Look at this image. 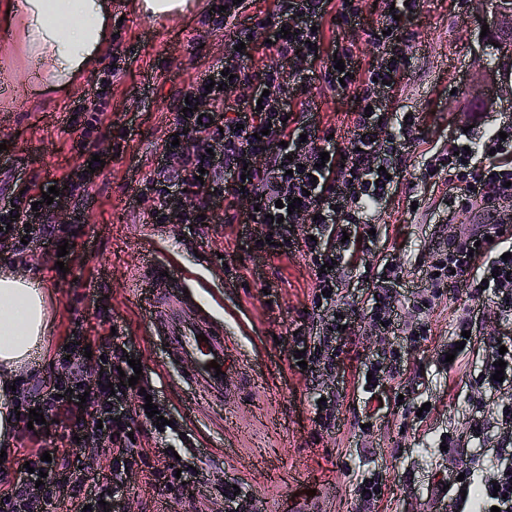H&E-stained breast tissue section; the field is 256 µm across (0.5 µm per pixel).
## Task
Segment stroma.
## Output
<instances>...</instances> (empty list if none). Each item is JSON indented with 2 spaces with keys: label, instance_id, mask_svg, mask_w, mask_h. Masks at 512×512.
Wrapping results in <instances>:
<instances>
[{
  "label": "stroma",
  "instance_id": "1",
  "mask_svg": "<svg viewBox=\"0 0 512 512\" xmlns=\"http://www.w3.org/2000/svg\"><path fill=\"white\" fill-rule=\"evenodd\" d=\"M490 0H421L405 21L411 37L410 66L393 93L398 112L414 113L419 140L403 155L392 189L373 210L361 213L374 225L371 251L358 255L339 294L363 311L370 294L368 270L396 264L405 303L397 321L409 320L406 302L423 287L422 273L434 249L442 245L456 216L442 208L448 177L423 178V165L462 130L472 137L512 116V101L480 110L469 89L478 67L498 72L512 83V49L489 46L481 20ZM359 24L337 29L323 23L324 49L353 44L361 66L371 57L367 34L382 11L374 0H361ZM124 52V72L108 78L112 55ZM224 33L214 27L205 0L173 17L142 13L138 0H112L108 35L96 59L74 82L46 92H29L32 70L20 25L0 28V193L44 187L70 176L75 193L60 192L52 220L69 224L84 219L85 248L70 264L68 276L52 270L49 245L33 243L24 251L0 248V274L11 272L39 282L45 293L48 329L33 361L18 375L25 389L60 375L54 366L57 347L74 324L97 335L107 319L117 321L138 349L143 384L154 389L170 416L183 425L202 453L203 474L190 478L183 499L158 494L141 470L127 475L125 499L132 512H185L186 503L207 512H228L224 488L238 486L258 512H293L315 497L321 512H456L461 490L438 493L449 467L465 471L480 462L485 479H496L495 454L470 438L468 417L482 398L474 379L487 354L485 340L512 335V322L494 304H485L473 329L474 342L458 360L439 365L437 353L450 343V326L461 314L466 295L439 301L429 315L432 334L409 349L402 374L381 389L373 416L365 414L362 373L372 354L390 349L395 339L355 322L339 341L334 370L306 376L292 368V339L287 328L312 309L316 277L302 249L258 257L245 253L242 227L232 217L242 207L225 194L220 223L188 232L177 219L147 221V203L137 193L153 175L163 152L177 97L224 58ZM308 82L304 97L321 131H333L336 146H346L353 130L354 102L325 83L321 64L302 62ZM99 92L98 109L75 112L79 100ZM108 156L109 163L85 175V151ZM173 260L198 287L199 302L224 322L251 386L224 401L211 400L205 383L186 384L184 362L168 357L162 337L152 335L149 313L136 287L145 254ZM336 393L330 428L315 421L312 388ZM456 445L443 450V435ZM68 431L47 428L39 440L10 439L0 473L11 476L20 458L42 448L66 446ZM379 479L382 493L365 506L353 490L359 478Z\"/></svg>",
  "mask_w": 512,
  "mask_h": 512
}]
</instances>
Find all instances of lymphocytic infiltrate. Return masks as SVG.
<instances>
[{"instance_id": "obj_1", "label": "lymphocytic infiltrate", "mask_w": 512, "mask_h": 512, "mask_svg": "<svg viewBox=\"0 0 512 512\" xmlns=\"http://www.w3.org/2000/svg\"><path fill=\"white\" fill-rule=\"evenodd\" d=\"M330 2L274 0V11L248 26L240 20L245 0H208L216 26L224 31L228 57L215 61L187 97L177 98L163 154L179 157L182 165L172 169L159 164L149 181L154 199L148 220L153 224L166 223L173 211L185 224L218 223V203L231 192L245 203L239 223L262 227L261 233L244 236L251 250L269 256L288 253L296 245L292 227L307 225L310 239L305 247L323 293V327L315 342L299 331L292 348L311 367L334 362L345 311L338 295L341 276L355 250L371 240L368 232L353 225L351 213L380 205L392 185L399 154L419 134L415 119L394 120L390 106L392 92L409 67L403 20L413 14L419 0H383L379 24L367 40L371 62L365 70L349 48L325 54L320 26ZM260 29L277 59L253 71L247 63ZM305 59L322 62L329 86L345 88L353 96V136L344 148L320 140L308 117L310 105L296 101L297 89L307 81L299 66ZM339 59L344 69H336ZM189 102L196 104V112L185 111ZM202 114L209 125L199 124ZM425 171L430 176L447 173L450 212H466L477 204L486 220L483 227L458 230L436 248L425 272L426 285L412 304L414 318L404 333L410 343L426 338L431 307L447 289L462 288L473 306L454 324L455 344H461L465 331L473 327L475 303L488 299L502 316L512 315V234L505 232L500 216L501 202L512 200V124L490 129L477 141L460 134L448 151L434 154ZM41 198L38 191L0 198V241L41 239L77 254L81 220L65 227L44 223L50 207ZM290 198L298 201L291 211L283 206ZM395 278L390 265L376 275L375 291L363 313L372 328L391 321L399 302ZM65 341L66 349L57 352L61 376L47 383L44 391L15 398L14 409L24 423L35 408L45 418L25 430L28 439L40 438L48 421L69 423L72 439L47 461L40 452L29 453L28 467L0 482V512H44L60 486L70 489V512H116L124 495L123 474L141 462L149 463L146 478L155 489L181 487L183 478L192 476L193 465L187 462L175 470L167 449L187 445L188 439L179 425L161 427L156 418L148 417L139 386L123 385V377L134 374L129 361L137 356L130 341L109 333L91 338L80 329ZM486 344L489 354L479 385L494 395L512 393V338L492 336ZM91 357L97 376L90 384L84 369ZM501 361L506 364L502 370L497 367ZM498 371L503 374L499 381L494 378ZM138 417L148 420L151 447H135L129 437ZM468 423L472 437L493 442L500 461L496 481L483 482L474 512H491L495 506L512 512V442L493 438L494 429L512 424V406L503 407L498 418L476 411ZM98 448L109 472L88 484L79 474L80 457Z\"/></svg>"}]
</instances>
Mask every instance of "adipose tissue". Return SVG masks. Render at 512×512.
<instances>
[{"mask_svg":"<svg viewBox=\"0 0 512 512\" xmlns=\"http://www.w3.org/2000/svg\"><path fill=\"white\" fill-rule=\"evenodd\" d=\"M107 0H8L0 22L20 19L28 58L39 83L69 84L87 68L107 35ZM48 319L45 294L37 283L0 274V442L12 435V370L30 362L41 345Z\"/></svg>","mask_w":512,"mask_h":512,"instance_id":"obj_1","label":"adipose tissue"}]
</instances>
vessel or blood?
Instances as JSON below:
<instances>
[{
    "label": "vessel or blood",
    "mask_w": 512,
    "mask_h": 512,
    "mask_svg": "<svg viewBox=\"0 0 512 512\" xmlns=\"http://www.w3.org/2000/svg\"><path fill=\"white\" fill-rule=\"evenodd\" d=\"M140 279L152 311L151 325L165 336L170 358L192 361L187 382H205L210 397L223 400L231 391L228 376L234 364L223 324L199 308L187 291V280L169 260L147 256Z\"/></svg>",
    "instance_id": "b4317fda"
}]
</instances>
